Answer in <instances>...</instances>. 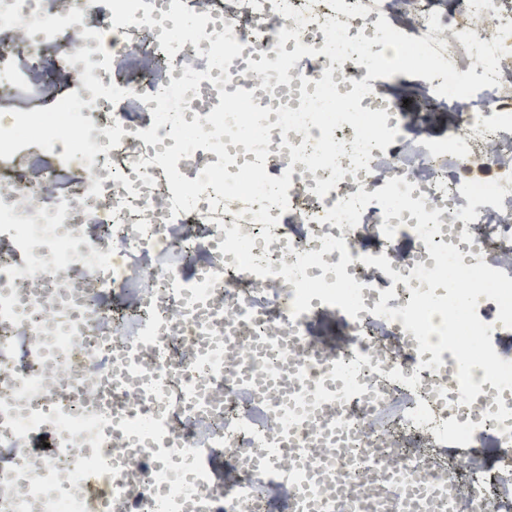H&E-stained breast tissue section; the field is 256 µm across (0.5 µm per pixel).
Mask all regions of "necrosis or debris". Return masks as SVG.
<instances>
[{
    "mask_svg": "<svg viewBox=\"0 0 512 512\" xmlns=\"http://www.w3.org/2000/svg\"><path fill=\"white\" fill-rule=\"evenodd\" d=\"M147 2L153 27L140 10L136 23L114 26L101 0H0V126L12 125V111L51 107L72 89L102 148L90 165L61 162L59 141L51 168L29 146L0 158V512H93L91 498L70 488L107 456L126 490L123 512H153L157 504L163 512H292L300 489L311 485L336 512H512V417L495 418L499 408L512 410V389L484 382L477 367L481 392L461 404L453 354L443 352L442 366L430 368L431 353H419L402 320L373 314L381 302L406 307L421 286L412 271L435 266L416 218L406 210L383 218L373 202L357 227L323 219L338 201L402 177L414 185L412 199L440 213L434 243L455 246L464 265L482 262L512 278V35L498 86L466 104L437 96L442 80H431L429 105L453 114L446 136L407 137L408 114L374 87L361 107L386 111L398 134L387 148H371L368 169L353 170L349 156L339 157L345 175L325 197L315 188L330 169L309 171L290 152L304 138L319 139L320 129L285 133L276 125L277 109H298L324 71L343 95L366 77L355 59L336 65L323 54L327 19L346 23L349 37L372 38L386 18L397 31L430 37L462 73L459 33L511 23L512 0H287L308 9L303 27L272 0H183L209 14L207 37L172 56L159 40L173 27L162 18L172 0ZM227 28L243 49L228 69L209 67L210 38ZM284 28L299 30V40L280 42ZM86 29L103 32V40L83 37ZM101 44L113 55L111 68L100 66ZM299 44L318 54L291 67L289 83L267 86L250 70V62L276 60ZM84 48L103 86L130 91L127 111L93 98L81 79L85 64L68 63ZM47 62L53 79L34 83L33 72ZM188 67L210 77L186 93L185 121L209 115L220 92L240 88L271 110L265 169L274 178L290 173L297 216L285 224L280 208L270 207L278 220L268 229L272 242L242 201L211 207V188L194 210L172 212L165 170L153 162L173 146L171 127L161 126L159 143L150 145L141 137L148 123L133 116L156 107L143 94L169 87ZM225 72L230 82L215 85ZM117 125L124 134L113 148L106 131ZM73 171L80 179L69 180ZM385 224L394 239L382 235ZM233 226L254 237L251 253L268 257L271 276L237 271L234 255L220 251ZM326 236L344 239L346 272L363 286L364 308L345 320L342 345L313 334L327 310L319 298L292 316L295 287L279 275L307 252L339 263L342 252L322 250ZM366 255L386 256L389 271L363 263ZM395 272L401 282H393ZM388 289L394 298L382 300ZM133 347L138 372L126 365ZM210 348L218 361L201 364ZM396 369L402 381L390 379ZM412 376L419 379L413 389L405 384ZM486 431L502 457L492 470L480 460L478 436ZM38 438L45 446H35Z\"/></svg>",
    "mask_w": 512,
    "mask_h": 512,
    "instance_id": "necrosis-or-debris-1",
    "label": "necrosis or debris"
}]
</instances>
